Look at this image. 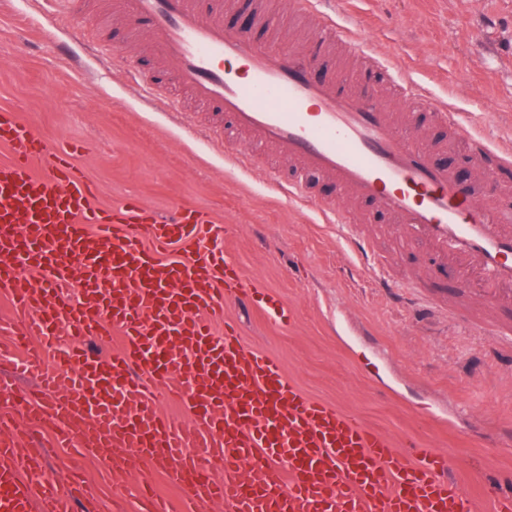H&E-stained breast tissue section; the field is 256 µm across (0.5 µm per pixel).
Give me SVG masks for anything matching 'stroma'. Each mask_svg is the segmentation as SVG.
Instances as JSON below:
<instances>
[{
    "label": "stroma",
    "mask_w": 512,
    "mask_h": 512,
    "mask_svg": "<svg viewBox=\"0 0 512 512\" xmlns=\"http://www.w3.org/2000/svg\"><path fill=\"white\" fill-rule=\"evenodd\" d=\"M113 0H87L79 28H95L111 43L107 59L92 55L68 28L47 34L27 0H0V106L15 109L45 136L79 144L78 163L100 185L101 201L139 196L156 209L192 206L231 221L223 247L244 272L271 289L292 314L290 326L260 310L230 306L250 346L276 356L312 397L356 413L397 443L434 448L448 456L481 512H493L491 475L512 472V359L499 337L471 335L449 324L462 309L484 322L498 312L450 288H437L427 254L407 261L394 225H375L384 263L403 283L418 285L440 310L413 311L405 297L378 288L373 274L323 223L314 206L284 197L267 181L225 164L224 145L187 132L213 122L211 113L184 98L183 125L171 123L163 98L140 101L126 75L135 61L146 79L159 80L149 52L130 56L118 22L102 25ZM336 10L367 31L368 48L388 55L435 97L461 112L469 128L512 138V0H338ZM68 42L92 71L85 77L55 54ZM10 388L0 414L24 430V442L41 448L45 477L68 485L80 472L87 494L78 512H138L135 457L73 455L56 446L37 424L26 395L37 393L36 370L17 373L0 363ZM491 408L470 427V405Z\"/></svg>",
    "instance_id": "1"
}]
</instances>
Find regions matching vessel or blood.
<instances>
[{"mask_svg": "<svg viewBox=\"0 0 512 512\" xmlns=\"http://www.w3.org/2000/svg\"><path fill=\"white\" fill-rule=\"evenodd\" d=\"M331 0H115L122 41L149 43L180 91L229 118L247 136L235 166L250 169L267 145L296 166L267 168L285 197L314 203L380 287L397 282L358 231L355 203L401 225L403 249L428 245L452 262L457 291L479 283L487 303L512 307V148L465 130L460 113L381 57L362 50ZM291 19L301 42L281 46ZM386 77L393 102L377 88ZM441 130L472 166L470 179L428 148ZM0 293L13 307L20 368L38 364L59 337L74 346L40 378L32 406L60 446L105 458L123 450L158 462L181 491L182 512L223 503L226 512H478L445 455L402 453L358 415L309 397L274 357L247 349L224 308H256L292 321L269 289L213 241L227 227L210 213H160L131 196L98 203L76 146L45 137L0 107ZM324 179L320 192L313 177ZM181 248L166 258L170 246ZM224 322L216 336L210 319ZM109 356L88 347L112 334ZM166 386L188 422L163 415ZM0 419V512H74L78 481L43 479L39 450ZM140 512H171L142 478Z\"/></svg>", "mask_w": 512, "mask_h": 512, "instance_id": "vessel-or-blood-1", "label": "vessel or blood"}]
</instances>
